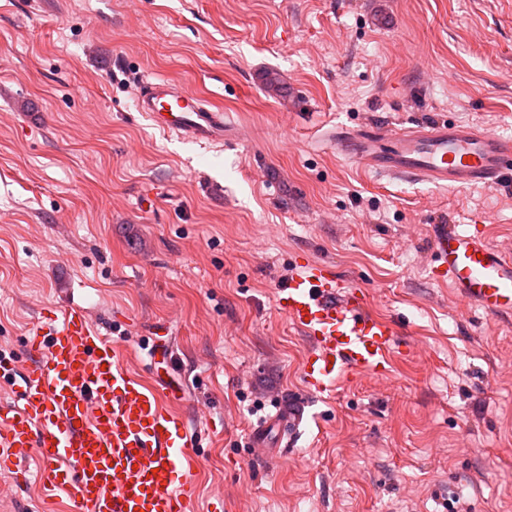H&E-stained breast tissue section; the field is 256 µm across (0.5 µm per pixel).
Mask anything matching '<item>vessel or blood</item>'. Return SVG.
Masks as SVG:
<instances>
[{
    "label": "vessel or blood",
    "mask_w": 512,
    "mask_h": 512,
    "mask_svg": "<svg viewBox=\"0 0 512 512\" xmlns=\"http://www.w3.org/2000/svg\"><path fill=\"white\" fill-rule=\"evenodd\" d=\"M138 109L192 143H220L232 125L222 111L166 78L144 81ZM331 145L364 169L437 187L497 188L512 180V136L461 122L385 133L376 127L330 132ZM438 268L456 295L495 316H512V255L457 224L434 231ZM278 311L306 339V395L334 394L341 378L382 375L404 353L395 325L372 314L364 290L324 260L299 265L277 290ZM30 359L0 350V470L35 477L46 495L65 492L74 512H195L197 456L185 420L169 409L181 389L143 382L123 349L79 308L55 309L27 338ZM304 397L277 400L252 424L249 442L269 448L296 434Z\"/></svg>",
    "instance_id": "1"
}]
</instances>
